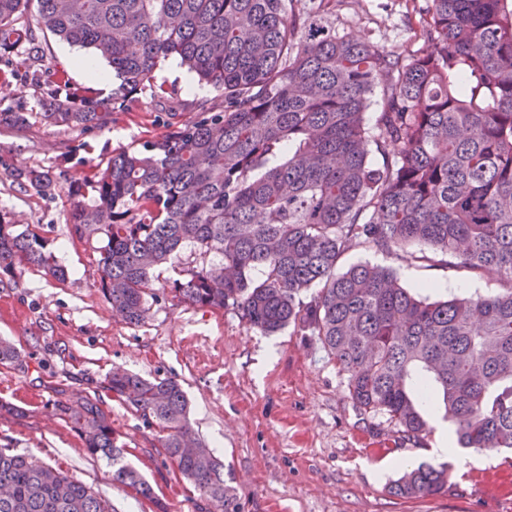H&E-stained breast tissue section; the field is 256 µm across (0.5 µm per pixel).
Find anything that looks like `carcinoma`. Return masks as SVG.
I'll return each instance as SVG.
<instances>
[{
	"mask_svg": "<svg viewBox=\"0 0 512 512\" xmlns=\"http://www.w3.org/2000/svg\"><path fill=\"white\" fill-rule=\"evenodd\" d=\"M107 60L118 85L98 97L70 88L41 118L72 128L125 110L161 62L177 58L224 109L135 151L124 150L76 190L74 236L100 235L98 289L129 325L149 313L155 270L183 248L222 256L182 270L173 298L221 311L231 305L266 334L294 326L318 338L346 377L353 405L383 413L404 436L427 430L418 401L436 392L461 448L512 449V0H430L426 47L407 61L300 14L292 0H0V55L43 47L30 24ZM382 112L364 115L375 91ZM26 112H0L22 129ZM382 156L367 161L368 146ZM40 192L47 173L21 171ZM359 245L447 255L486 273L496 291L431 301L392 269L369 262L336 271ZM25 266L63 281L48 240L0 224V283ZM23 358L0 340V364ZM108 391L155 425L167 460L219 512H236L224 462L180 453L196 437L174 378L116 367ZM56 410L112 481L144 498L152 488L123 461L97 402ZM448 490V467L421 464L392 487L402 498ZM0 512H112L108 499L67 472L0 448Z\"/></svg>",
	"mask_w": 512,
	"mask_h": 512,
	"instance_id": "obj_1",
	"label": "carcinoma"
}]
</instances>
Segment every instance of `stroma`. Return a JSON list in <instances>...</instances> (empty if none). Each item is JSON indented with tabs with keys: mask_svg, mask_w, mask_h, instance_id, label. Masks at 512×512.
Here are the masks:
<instances>
[{
	"mask_svg": "<svg viewBox=\"0 0 512 512\" xmlns=\"http://www.w3.org/2000/svg\"><path fill=\"white\" fill-rule=\"evenodd\" d=\"M426 0H295L300 13H320L338 32L354 35L403 58L424 46ZM44 54L24 52L0 60V112L32 113L21 130L0 127V217L18 228H39L65 281L23 269L0 284V338L24 351L19 366L0 365V447L36 464L68 472L106 497L114 512H216L166 461L157 429L143 425L113 397L104 379L115 366L145 377L176 378L186 393L196 432L224 461L237 512H512V453L469 450L460 468L455 457L431 455L437 430L407 439L387 415L359 411L346 378L317 337L293 328L266 334L246 325L237 310L199 308L173 299L169 286L182 268L217 264L184 249L156 272L150 312L134 327L113 314L97 288L100 239L72 235V184L106 167L112 155L198 118L199 104L222 110L210 87L190 90L176 59L162 62L140 100L112 113L105 126L86 130L46 123L39 116L51 97V75L65 71L70 86L111 92L115 76L101 81L79 62L92 50L40 33ZM48 173L50 193L17 180L21 170ZM370 262L393 269L408 288L426 296L485 295L498 287L489 276L412 260L401 251L357 246L342 255L339 270ZM93 397L110 414L125 445V460L153 491L145 499L112 480L105 461L86 452L78 434L52 404ZM414 467L449 464L446 493L404 499L390 493L403 473L394 461Z\"/></svg>",
	"mask_w": 512,
	"mask_h": 512,
	"instance_id": "obj_1",
	"label": "stroma"
}]
</instances>
